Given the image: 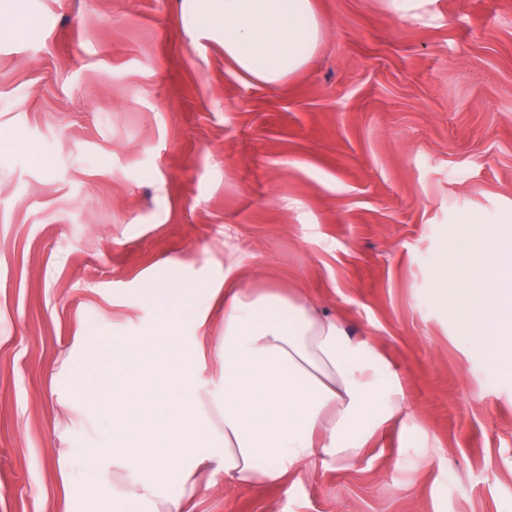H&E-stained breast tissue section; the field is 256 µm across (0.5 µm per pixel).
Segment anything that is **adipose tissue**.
I'll return each instance as SVG.
<instances>
[{"mask_svg":"<svg viewBox=\"0 0 512 512\" xmlns=\"http://www.w3.org/2000/svg\"><path fill=\"white\" fill-rule=\"evenodd\" d=\"M194 19L219 27L227 62L264 85L299 71L323 35L312 0H199ZM244 263L237 256L205 286L149 280L141 299L155 312L151 326L83 349L97 384L61 410L105 425L86 466L93 495L113 512H195L200 470L233 491L287 482L318 458L350 469L378 433L405 427L403 382L378 349L302 291L235 287ZM460 267L470 336L491 360L512 355V238L473 225ZM204 297L224 301L212 345ZM175 305L194 311L193 336L170 318ZM209 357L219 365L214 391L194 376Z\"/></svg>","mask_w":512,"mask_h":512,"instance_id":"adipose-tissue-1","label":"adipose tissue"}]
</instances>
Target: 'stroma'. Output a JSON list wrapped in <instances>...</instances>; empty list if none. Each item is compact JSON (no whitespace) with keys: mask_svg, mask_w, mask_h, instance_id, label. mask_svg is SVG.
<instances>
[{"mask_svg":"<svg viewBox=\"0 0 512 512\" xmlns=\"http://www.w3.org/2000/svg\"><path fill=\"white\" fill-rule=\"evenodd\" d=\"M323 37L276 87L189 0H0V512H108L64 448L60 360L133 336L147 280L322 298L398 370L409 438L196 512H512V369L445 300L471 224L512 236V0H313Z\"/></svg>","mask_w":512,"mask_h":512,"instance_id":"obj_1","label":"stroma"}]
</instances>
